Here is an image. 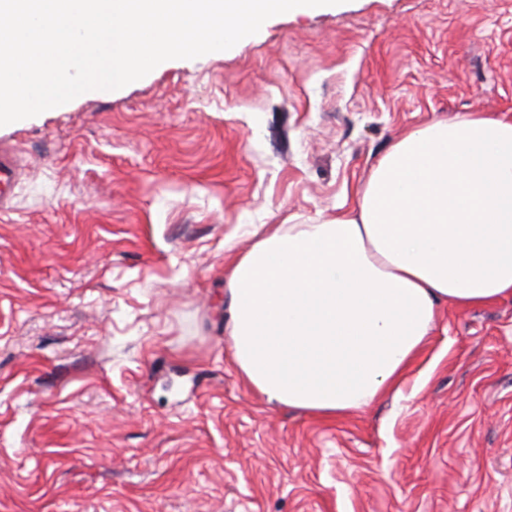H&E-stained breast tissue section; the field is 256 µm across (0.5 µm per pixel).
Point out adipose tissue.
I'll return each mask as SVG.
<instances>
[{
    "mask_svg": "<svg viewBox=\"0 0 512 512\" xmlns=\"http://www.w3.org/2000/svg\"><path fill=\"white\" fill-rule=\"evenodd\" d=\"M239 375L269 402L333 419L395 389L441 304L512 297V117L413 129L352 206L270 224L224 272Z\"/></svg>",
    "mask_w": 512,
    "mask_h": 512,
    "instance_id": "1",
    "label": "adipose tissue"
}]
</instances>
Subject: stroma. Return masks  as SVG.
<instances>
[{"instance_id":"35a3bbf8","label":"stroma","mask_w":512,"mask_h":512,"mask_svg":"<svg viewBox=\"0 0 512 512\" xmlns=\"http://www.w3.org/2000/svg\"><path fill=\"white\" fill-rule=\"evenodd\" d=\"M512 117V0H344L0 126V512H512V298L442 304L333 421L237 373L224 266L350 207L390 146ZM21 157L16 148L0 144V219L9 218L13 205L9 201L21 169Z\"/></svg>"}]
</instances>
